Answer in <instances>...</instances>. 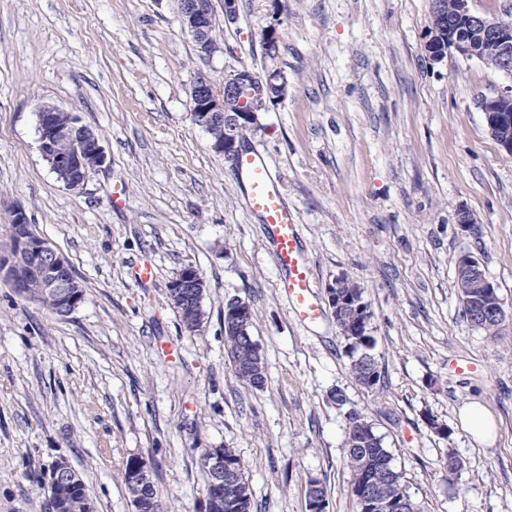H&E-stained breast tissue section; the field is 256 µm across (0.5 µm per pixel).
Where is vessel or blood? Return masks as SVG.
<instances>
[{
	"label": "vessel or blood",
	"mask_w": 512,
	"mask_h": 512,
	"mask_svg": "<svg viewBox=\"0 0 512 512\" xmlns=\"http://www.w3.org/2000/svg\"><path fill=\"white\" fill-rule=\"evenodd\" d=\"M237 172L250 212L268 228L282 293L300 321L317 320L321 309L313 290L312 272L304 256L294 210L288 206L263 155L242 154Z\"/></svg>",
	"instance_id": "obj_1"
}]
</instances>
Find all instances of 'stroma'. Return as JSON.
I'll return each mask as SVG.
<instances>
[{"label":"stroma","mask_w":512,"mask_h":512,"mask_svg":"<svg viewBox=\"0 0 512 512\" xmlns=\"http://www.w3.org/2000/svg\"><path fill=\"white\" fill-rule=\"evenodd\" d=\"M223 2L213 0L221 50L206 57L177 0H0V245L23 209L84 288L58 316L0 282V512H51L60 459L95 512H133L132 455L148 462L165 512H205L201 455L224 446L244 465L252 512H308L314 478L329 512H358L343 451L353 410L383 437L420 512H512V155L476 105L512 78L476 59L430 60L432 0H237L232 21ZM271 24L288 93L260 113L247 147L297 214L314 324L280 291L235 163L190 114L197 71H263ZM43 103L101 137L106 163L81 189L40 152ZM462 209L475 220L467 231ZM463 254L498 288L509 316L498 337L463 314ZM142 262L155 273L147 283L133 275ZM187 265L207 284L192 332L168 299ZM343 275L372 312V390L353 381L328 305ZM237 297L256 314L260 390L236 378L224 346V306ZM473 400L498 420L494 445L457 419ZM450 448L463 463L453 478Z\"/></svg>","instance_id":"1"}]
</instances>
